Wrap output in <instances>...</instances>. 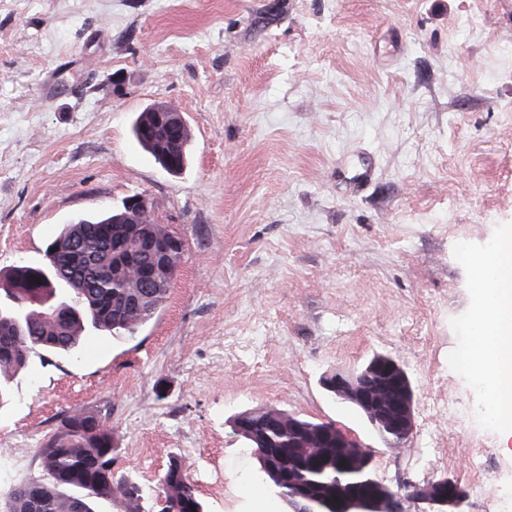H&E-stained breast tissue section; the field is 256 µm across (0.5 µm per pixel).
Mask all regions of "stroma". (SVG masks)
<instances>
[{
	"instance_id": "1",
	"label": "stroma",
	"mask_w": 512,
	"mask_h": 512,
	"mask_svg": "<svg viewBox=\"0 0 512 512\" xmlns=\"http://www.w3.org/2000/svg\"><path fill=\"white\" fill-rule=\"evenodd\" d=\"M155 104L190 128L181 174L131 134ZM135 194L184 241L169 299L133 340L33 356L0 409L1 500L82 408L147 496L175 454L207 512H284L232 424L275 406L356 437L392 489L448 475L466 512H512L488 391L452 365L458 256L512 228V0H0V269ZM377 353L415 390L397 451L321 385Z\"/></svg>"
}]
</instances>
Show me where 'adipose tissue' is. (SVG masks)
<instances>
[{
    "label": "adipose tissue",
    "mask_w": 512,
    "mask_h": 512,
    "mask_svg": "<svg viewBox=\"0 0 512 512\" xmlns=\"http://www.w3.org/2000/svg\"><path fill=\"white\" fill-rule=\"evenodd\" d=\"M460 260L475 273L465 361L490 389L486 410L506 452L512 450V231L492 250L479 256L465 252Z\"/></svg>",
    "instance_id": "adipose-tissue-1"
}]
</instances>
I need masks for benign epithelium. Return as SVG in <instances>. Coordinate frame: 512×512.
<instances>
[{
	"instance_id": "1",
	"label": "benign epithelium",
	"mask_w": 512,
	"mask_h": 512,
	"mask_svg": "<svg viewBox=\"0 0 512 512\" xmlns=\"http://www.w3.org/2000/svg\"><path fill=\"white\" fill-rule=\"evenodd\" d=\"M157 121L166 125H179L184 121L181 112L172 106L154 109ZM125 221L128 224H143L144 217L149 214V201L143 195H134L125 200ZM386 378L395 383L400 397L384 410L381 398L376 392L374 380ZM323 388L334 398L341 399L355 406L362 415L373 424H381L394 428L398 433V441L409 437L414 429L415 394L410 377L405 367L394 357L376 354L360 369L354 372L336 371L325 377ZM332 433L336 436V447L347 451L361 448L362 444L353 436L333 424H324L316 430V435ZM456 484V480L446 476L434 479L420 487L417 496L430 504L447 501L448 487Z\"/></svg>"
}]
</instances>
